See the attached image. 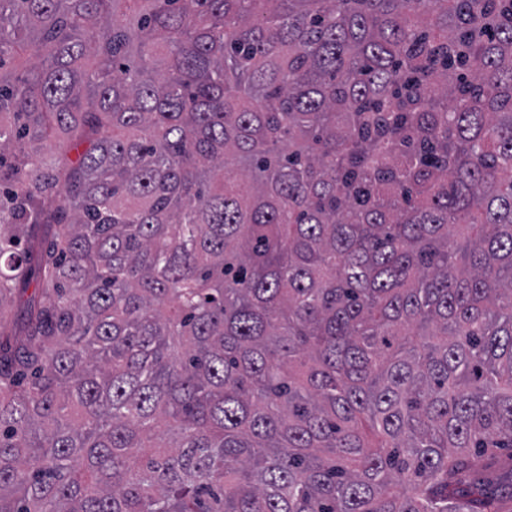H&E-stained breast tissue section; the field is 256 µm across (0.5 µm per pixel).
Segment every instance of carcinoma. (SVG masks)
I'll use <instances>...</instances> for the list:
<instances>
[{
  "label": "carcinoma",
  "mask_w": 512,
  "mask_h": 512,
  "mask_svg": "<svg viewBox=\"0 0 512 512\" xmlns=\"http://www.w3.org/2000/svg\"><path fill=\"white\" fill-rule=\"evenodd\" d=\"M7 303L0 512H507L512 0H0Z\"/></svg>",
  "instance_id": "obj_1"
}]
</instances>
